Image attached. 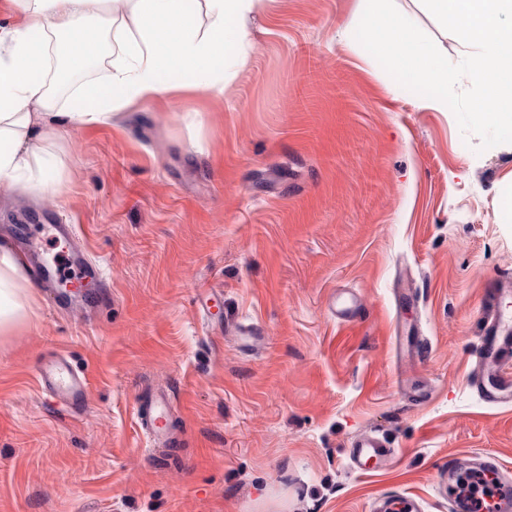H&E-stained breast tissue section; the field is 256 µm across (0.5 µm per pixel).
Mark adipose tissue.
Listing matches in <instances>:
<instances>
[{"label":"adipose tissue","instance_id":"ef3b65f1","mask_svg":"<svg viewBox=\"0 0 512 512\" xmlns=\"http://www.w3.org/2000/svg\"><path fill=\"white\" fill-rule=\"evenodd\" d=\"M16 20L0 27V186L42 196L62 188L45 147L138 101L224 92V66L239 68L245 20L256 0H6ZM109 61L107 82L57 88ZM179 81H169V74ZM30 283L0 254V334L23 321Z\"/></svg>","mask_w":512,"mask_h":512}]
</instances>
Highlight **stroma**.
Wrapping results in <instances>:
<instances>
[{
  "mask_svg": "<svg viewBox=\"0 0 512 512\" xmlns=\"http://www.w3.org/2000/svg\"><path fill=\"white\" fill-rule=\"evenodd\" d=\"M452 62L464 50L417 0H394ZM361 0H261L224 92L141 101L56 142L62 193L0 187V232L81 228L107 287L90 322L33 287L0 335V512H374L384 497L452 512L454 453L512 470V409L471 386L484 288L512 275V144L480 150L343 35ZM209 286L266 343L204 321ZM357 299L343 327L332 301ZM68 355L85 405L36 364ZM184 434L159 452L139 394ZM372 432L397 451L367 476ZM35 378L43 390L56 396L70 409H79L86 400L85 376L73 370L61 356L43 359L35 368ZM348 455L357 470L375 474L390 462L393 449L383 438L363 433L350 442Z\"/></svg>",
  "mask_w": 512,
  "mask_h": 512,
  "instance_id": "stroma-1",
  "label": "stroma"
}]
</instances>
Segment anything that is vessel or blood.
Here are the masks:
<instances>
[{
    "instance_id": "vessel-or-blood-1",
    "label": "vessel or blood",
    "mask_w": 512,
    "mask_h": 512,
    "mask_svg": "<svg viewBox=\"0 0 512 512\" xmlns=\"http://www.w3.org/2000/svg\"><path fill=\"white\" fill-rule=\"evenodd\" d=\"M101 277L93 265H84L69 282L72 295H87L99 288ZM512 296V278L490 281L484 291L487 312L480 327L478 358L480 371L470 383L482 400L498 407L512 406V317L504 310L507 297ZM40 387L56 396L70 409H79L87 397V380L73 370L60 356L43 359L35 369ZM139 429L145 430L153 447H170L177 429L168 419V402L165 394H155L136 405ZM353 466L360 471L377 473L386 466L393 455L387 442L372 433L354 438L348 450ZM472 467L489 475L495 485L493 498L483 506L482 512H512V474L502 470L497 458L475 455H453L448 459L449 477H456L463 467Z\"/></svg>"
}]
</instances>
